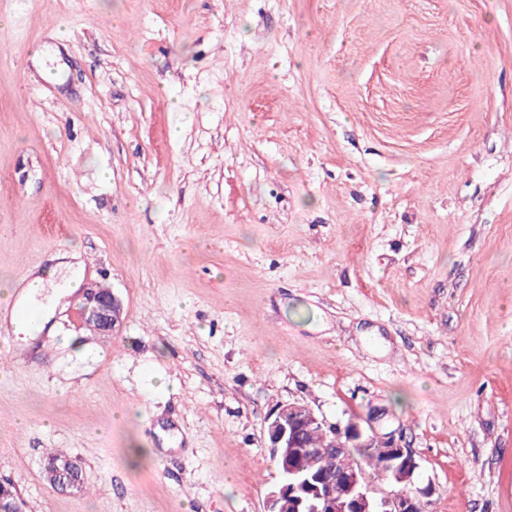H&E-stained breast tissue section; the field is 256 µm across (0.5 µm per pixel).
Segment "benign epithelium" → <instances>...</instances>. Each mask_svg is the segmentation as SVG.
Segmentation results:
<instances>
[{
  "label": "benign epithelium",
  "mask_w": 512,
  "mask_h": 512,
  "mask_svg": "<svg viewBox=\"0 0 512 512\" xmlns=\"http://www.w3.org/2000/svg\"><path fill=\"white\" fill-rule=\"evenodd\" d=\"M81 313L84 322L102 333H112L120 326L123 307L112 292L91 283L82 291ZM320 427L329 431L332 439L321 448H306L298 441V433L306 428ZM267 448L273 458L282 460L284 476L272 486L265 497L264 512H281L284 505L293 512H415V506L427 510L435 494V486L427 483L415 488V496L391 490L376 496L365 485L363 475L353 464L335 459L330 449L344 436L347 441L361 448H380L378 478L389 484L414 481L421 468L415 453L400 431L380 433L374 426V417L348 424L345 428L328 426L308 406L287 403L279 406L268 419ZM323 459L336 465V479L322 487L318 476L295 484L289 477L299 473L293 462L302 459ZM50 482L62 493L80 488L82 470L72 460L50 461L45 467Z\"/></svg>",
  "instance_id": "benign-epithelium-1"
}]
</instances>
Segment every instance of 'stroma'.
Here are the masks:
<instances>
[{
	"mask_svg": "<svg viewBox=\"0 0 512 512\" xmlns=\"http://www.w3.org/2000/svg\"><path fill=\"white\" fill-rule=\"evenodd\" d=\"M75 249L124 322L13 332L26 512H263L288 402L512 512V0H0V284ZM45 473L54 488L61 493L76 491L82 483V470L72 459L48 462Z\"/></svg>",
	"mask_w": 512,
	"mask_h": 512,
	"instance_id": "stroma-1",
	"label": "stroma"
}]
</instances>
